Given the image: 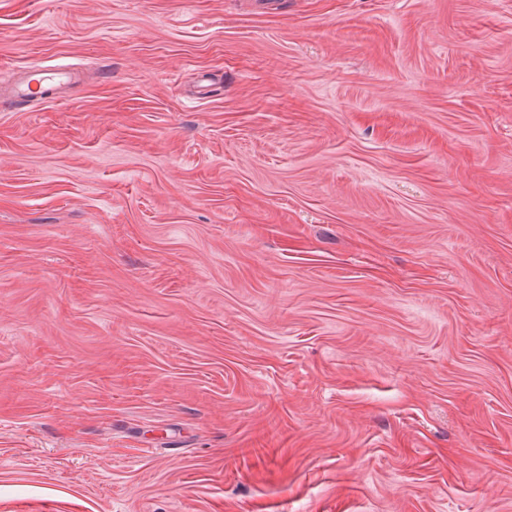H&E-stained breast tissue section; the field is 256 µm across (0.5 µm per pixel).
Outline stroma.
I'll use <instances>...</instances> for the list:
<instances>
[{"label": "stroma", "mask_w": 512, "mask_h": 512, "mask_svg": "<svg viewBox=\"0 0 512 512\" xmlns=\"http://www.w3.org/2000/svg\"><path fill=\"white\" fill-rule=\"evenodd\" d=\"M36 60L0 512H512V0H0Z\"/></svg>", "instance_id": "obj_1"}]
</instances>
